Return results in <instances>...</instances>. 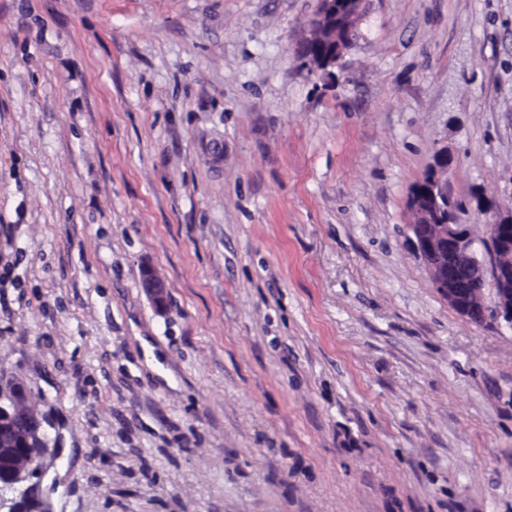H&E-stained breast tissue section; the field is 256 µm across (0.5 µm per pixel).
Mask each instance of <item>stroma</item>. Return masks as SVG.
Returning a JSON list of instances; mask_svg holds the SVG:
<instances>
[{
	"instance_id": "obj_1",
	"label": "stroma",
	"mask_w": 512,
	"mask_h": 512,
	"mask_svg": "<svg viewBox=\"0 0 512 512\" xmlns=\"http://www.w3.org/2000/svg\"><path fill=\"white\" fill-rule=\"evenodd\" d=\"M0 0V374L40 512H512V328L433 287L512 202V0ZM164 288L157 308L143 286ZM363 3V0H320L319 11L309 21V27L313 33L326 32L331 36L316 46L312 37L305 42L301 50L304 67L334 77L332 69L351 46L353 32L363 14ZM336 32L341 33L340 38H336ZM448 152L438 149L417 182L410 205L416 217L409 224L417 256L428 270L434 288L462 316L481 325L491 318L512 328V203L505 209L486 201L479 211L491 215L484 252L474 246L469 224L448 196ZM496 210V211H495ZM27 390L19 382H14L5 401L3 393L0 394V438L7 437L12 446L20 444L23 439L28 442L31 437L42 439V423L26 407ZM1 431L2 436H1ZM37 438H32L23 453L33 462L44 448L46 443Z\"/></svg>"
}]
</instances>
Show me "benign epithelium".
Instances as JSON below:
<instances>
[{"label": "benign epithelium", "instance_id": "1", "mask_svg": "<svg viewBox=\"0 0 512 512\" xmlns=\"http://www.w3.org/2000/svg\"><path fill=\"white\" fill-rule=\"evenodd\" d=\"M362 14L363 0H320L309 27L330 37L318 45L310 39L305 42L303 66L335 78L333 69L351 46ZM448 164V152L436 150L411 194L415 219L409 231L414 250L434 288L460 315L478 325L490 318L512 328V262L502 261L503 256L512 255V205L501 209L487 201L479 208L480 213L490 216L484 252H479L469 225L461 222L448 196ZM144 287L157 307H162L164 289L148 270ZM26 401L27 390L19 382L13 383L7 395L0 394V436L13 446L43 434L41 421L27 409ZM26 467V459L16 456L6 473L8 483H20Z\"/></svg>", "mask_w": 512, "mask_h": 512}]
</instances>
